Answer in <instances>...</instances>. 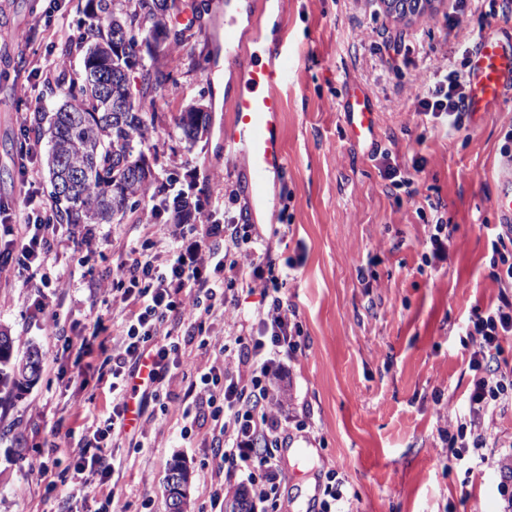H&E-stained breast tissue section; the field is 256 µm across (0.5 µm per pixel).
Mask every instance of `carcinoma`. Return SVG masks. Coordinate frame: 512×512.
Listing matches in <instances>:
<instances>
[{
  "label": "carcinoma",
  "instance_id": "1",
  "mask_svg": "<svg viewBox=\"0 0 512 512\" xmlns=\"http://www.w3.org/2000/svg\"><path fill=\"white\" fill-rule=\"evenodd\" d=\"M178 0H87V27L79 37L57 47L65 59L74 50L83 53V68L71 73L61 67L47 79L49 94L59 93L63 104L25 118L27 134L47 141L43 164L50 175L54 224H122L135 218L136 206L155 181L153 167L145 161L143 148L149 140L151 117L129 92L127 70L149 58L144 67L141 98L165 87L176 67L172 47L179 36L168 38L166 20ZM210 114L203 105L191 104L175 118L183 138L193 143L207 131ZM83 173L67 193L56 190L59 166ZM197 204L183 192L165 198L155 217L171 215L176 224L190 219ZM40 347L28 345L23 356L14 353V338L0 331V385L18 392L33 385L39 375H27L22 365ZM193 473L179 459L167 469V496L178 495L188 512V493ZM224 512H250L245 490L225 499Z\"/></svg>",
  "mask_w": 512,
  "mask_h": 512
}]
</instances>
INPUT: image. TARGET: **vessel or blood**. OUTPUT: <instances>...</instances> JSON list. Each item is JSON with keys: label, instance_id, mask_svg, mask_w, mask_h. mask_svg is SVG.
Listing matches in <instances>:
<instances>
[{"label": "vessel or blood", "instance_id": "1", "mask_svg": "<svg viewBox=\"0 0 512 512\" xmlns=\"http://www.w3.org/2000/svg\"><path fill=\"white\" fill-rule=\"evenodd\" d=\"M254 0H224V63L235 74L232 121L224 126V146L248 162L246 193L251 210L269 200L272 187L286 174L288 163L282 140L279 90L296 61L286 42L275 47L243 50L237 38L236 15ZM470 85L464 110L468 121L494 110L512 95V28L506 33H483L470 53L467 71ZM344 110L355 132L370 130L372 110L368 100L357 94L347 97ZM490 204L502 223H512V160L501 164L498 189Z\"/></svg>", "mask_w": 512, "mask_h": 512}]
</instances>
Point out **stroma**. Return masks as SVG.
Returning a JSON list of instances; mask_svg holds the SVG:
<instances>
[{"mask_svg": "<svg viewBox=\"0 0 512 512\" xmlns=\"http://www.w3.org/2000/svg\"><path fill=\"white\" fill-rule=\"evenodd\" d=\"M290 50L299 58L281 90V135L288 172L274 186L264 224L273 258L302 256L283 288L303 326L306 346L288 361L280 383L291 425L281 449L286 512H302L315 475L345 472L353 512H502L487 467L446 470L445 432H455L467 410L468 361L482 339L465 337L474 308L496 303L491 276V228L500 221L488 205L498 182L504 132L512 126V97L482 114L477 125L447 136L421 135L408 76L395 75L379 35L407 33L408 69L426 78L460 65L479 31L502 24L512 0H468L455 11L438 0L432 11L401 19L379 0H280ZM86 0H53L35 14L32 0L0 7V202L13 203L23 187L16 151L15 104L56 108L42 64L50 33L77 37ZM172 26L184 37L173 79L153 93L150 141L158 147L160 176L177 174L200 207L194 222L211 218L253 223L244 194L245 161L224 148L229 104H216V82L206 59L223 40L224 0H181ZM361 89L376 113L373 139L350 140L341 104ZM202 102L211 125L195 143L181 140L174 119ZM400 166L422 164L420 196L441 200L457 230L446 261L421 269L427 228L410 202H397L382 176L379 149ZM136 224H58L41 285L25 283L17 267L0 273V330L17 351L37 343L39 381L23 394L0 390V512H55L69 488L46 490L39 473L50 463L63 473L70 438L58 422L76 403L92 399L93 413L111 405L99 380L100 358L77 361L45 322L56 315L64 330L111 321L112 299L98 292L117 262L137 242ZM95 243L86 251L84 239ZM69 285L57 297L55 279ZM310 417V429L295 423ZM176 416L148 412L136 427L140 447L118 453L116 490L127 512H167L166 469L181 456L193 471L210 462V449L182 438Z\"/></svg>", "mask_w": 512, "mask_h": 512, "instance_id": "1", "label": "stroma"}]
</instances>
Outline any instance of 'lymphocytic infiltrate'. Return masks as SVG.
<instances>
[{
    "mask_svg": "<svg viewBox=\"0 0 512 512\" xmlns=\"http://www.w3.org/2000/svg\"><path fill=\"white\" fill-rule=\"evenodd\" d=\"M467 88L465 70L456 68L420 83L415 102L422 132L461 131ZM37 155V146L24 147L19 175L26 190L14 205L0 204V258H17L21 269L33 275L50 260L47 240L52 229L48 204L33 180ZM416 211L428 225L422 263L433 267L447 259L456 227L432 200L418 203ZM142 234L143 244L130 247L111 281L99 287L111 295L117 309L111 324L96 323L91 335L65 340L78 357L103 355L112 396L111 411L97 418L93 444L72 449V487L95 499V512H125L115 492L102 490L116 472L111 440L125 430L129 395L138 396L140 407L156 403L168 411L161 393L177 377L183 385L176 407L183 421L181 434L199 435L201 446L210 449L214 459L213 466L202 467V483L215 484L220 476L241 481L249 485L260 512H281L284 475L278 451L287 447L288 436L274 386L288 358L305 345L297 312L282 292V273L297 262L278 265L263 233L252 224H180L172 229L149 216ZM245 245L255 256L248 265L237 258ZM490 265L501 291L497 304L474 310L465 328L466 335L481 337L483 345L468 362V413L446 439L447 460L493 469L497 491L512 512V448L495 458L487 452L490 434L473 429L475 419L488 409L512 408V371L498 365L505 342L512 338L511 224L494 227ZM216 271L223 273V281L213 279ZM263 278L273 288L250 317L248 331L226 336L216 349L207 338H195L203 317L212 313L202 307V299L219 300L226 310L236 307L239 290ZM192 342L200 350H211V357L188 352ZM146 359L153 362L152 374L147 382L134 385Z\"/></svg>",
    "mask_w": 512,
    "mask_h": 512,
    "instance_id": "f902f5d3",
    "label": "lymphocytic infiltrate"
}]
</instances>
